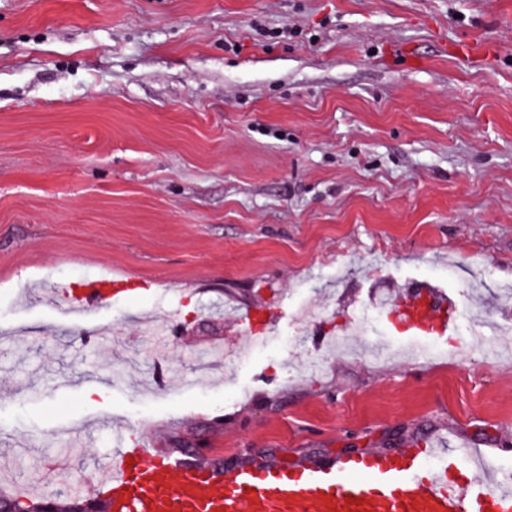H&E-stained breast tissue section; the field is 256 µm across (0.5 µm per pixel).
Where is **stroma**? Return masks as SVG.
Wrapping results in <instances>:
<instances>
[{
	"mask_svg": "<svg viewBox=\"0 0 512 512\" xmlns=\"http://www.w3.org/2000/svg\"><path fill=\"white\" fill-rule=\"evenodd\" d=\"M101 271L143 289L50 303ZM419 283L450 366L350 330ZM511 289L512 0H0L1 492L110 478L106 414L169 450L512 466ZM423 292L430 296L431 306L426 307V310L422 312L408 307L403 315L405 320L419 336L445 334L448 328L455 323L446 299L439 297L431 289H424Z\"/></svg>",
	"mask_w": 512,
	"mask_h": 512,
	"instance_id": "35a3bbf8",
	"label": "stroma"
}]
</instances>
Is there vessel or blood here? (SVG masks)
Here are the masks:
<instances>
[{"mask_svg": "<svg viewBox=\"0 0 512 512\" xmlns=\"http://www.w3.org/2000/svg\"><path fill=\"white\" fill-rule=\"evenodd\" d=\"M131 277H93L63 308L83 315L104 308ZM417 335H441L455 323L447 301L404 314ZM109 512H512V479L461 469L418 443L358 455L231 460L184 450L180 455L113 427Z\"/></svg>", "mask_w": 512, "mask_h": 512, "instance_id": "b4317fda", "label": "vessel or blood"}]
</instances>
